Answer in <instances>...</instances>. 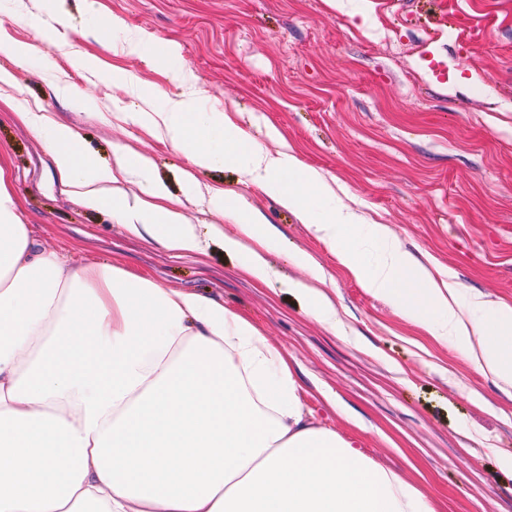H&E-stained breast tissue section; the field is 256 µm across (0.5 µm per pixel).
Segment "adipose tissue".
<instances>
[{"mask_svg": "<svg viewBox=\"0 0 512 512\" xmlns=\"http://www.w3.org/2000/svg\"><path fill=\"white\" fill-rule=\"evenodd\" d=\"M136 120L164 127L199 169L229 166L260 183L335 253L368 292L452 343L475 371L512 385V307L459 302L401 249L383 224L339 207L321 211L316 172L294 155L263 154L229 114L168 100ZM74 127L50 126L58 184L79 206L108 207L137 237L178 255L203 236L270 278L278 240L234 192L218 190L227 234H199L155 178L152 159L120 152L99 166ZM137 175L131 198L122 176ZM378 255L366 263L360 243ZM309 281H290L328 327L336 309L325 275L294 254ZM0 512H434L397 473L308 417L289 357L220 302L168 289L118 264L69 265L31 235L0 183Z\"/></svg>", "mask_w": 512, "mask_h": 512, "instance_id": "1", "label": "adipose tissue"}]
</instances>
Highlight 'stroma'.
Instances as JSON below:
<instances>
[{
	"label": "stroma",
	"instance_id": "obj_1",
	"mask_svg": "<svg viewBox=\"0 0 512 512\" xmlns=\"http://www.w3.org/2000/svg\"><path fill=\"white\" fill-rule=\"evenodd\" d=\"M0 0V172L46 249L75 265L115 262L165 288L213 298L298 362L313 422L356 440L435 512H512V386L475 373L452 345L362 288L291 210L233 167L200 170L128 111L193 96L237 114L268 155L292 151L329 189L323 206L386 224L403 250L512 306V0ZM120 26H113V19ZM167 43L147 64L134 44ZM34 46L20 59L10 45ZM36 112L78 126L81 152L151 156L198 229L223 224L211 192H236L276 232L271 280L209 239L175 256L128 235L110 209L77 207L56 182ZM304 251L328 274L326 329L291 292ZM343 401L336 413L324 392Z\"/></svg>",
	"mask_w": 512,
	"mask_h": 512
}]
</instances>
